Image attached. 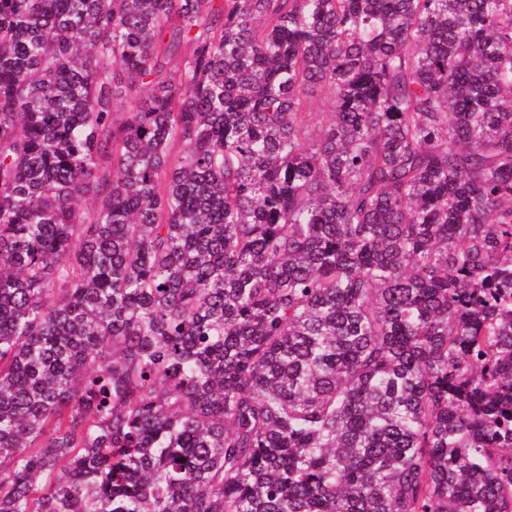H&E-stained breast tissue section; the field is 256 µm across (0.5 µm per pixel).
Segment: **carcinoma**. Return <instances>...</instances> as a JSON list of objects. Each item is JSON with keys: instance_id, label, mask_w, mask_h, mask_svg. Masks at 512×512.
<instances>
[{"instance_id": "obj_1", "label": "carcinoma", "mask_w": 512, "mask_h": 512, "mask_svg": "<svg viewBox=\"0 0 512 512\" xmlns=\"http://www.w3.org/2000/svg\"><path fill=\"white\" fill-rule=\"evenodd\" d=\"M0 512H512V0H0Z\"/></svg>"}]
</instances>
